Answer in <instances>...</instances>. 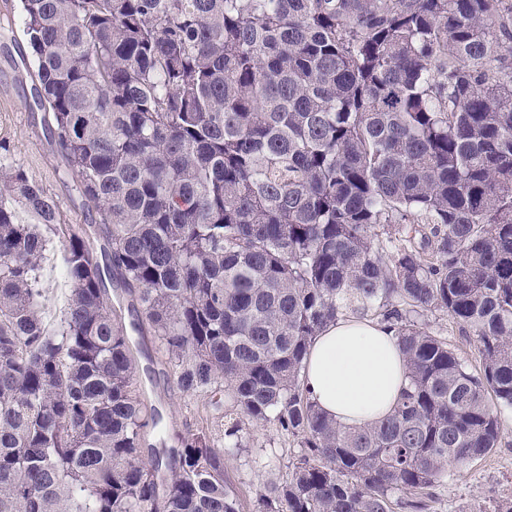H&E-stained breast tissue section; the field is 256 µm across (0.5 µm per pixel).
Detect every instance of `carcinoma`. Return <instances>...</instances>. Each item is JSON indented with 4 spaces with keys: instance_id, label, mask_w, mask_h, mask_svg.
Wrapping results in <instances>:
<instances>
[{
    "instance_id": "obj_1",
    "label": "carcinoma",
    "mask_w": 512,
    "mask_h": 512,
    "mask_svg": "<svg viewBox=\"0 0 512 512\" xmlns=\"http://www.w3.org/2000/svg\"><path fill=\"white\" fill-rule=\"evenodd\" d=\"M37 105L109 227L100 264L0 146V512H238L208 432L136 393L106 278L138 290L185 391L301 448L255 512H429L512 412V0H20ZM64 317L44 324L48 239ZM477 337L473 371L418 318ZM408 384L345 427L304 385L342 317ZM43 233L50 238V242L41 273V284L48 296L47 320L51 327L55 328L63 318L65 293L69 287L63 276V248L60 243L61 239L45 228Z\"/></svg>"
}]
</instances>
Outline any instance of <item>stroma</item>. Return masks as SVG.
Returning a JSON list of instances; mask_svg holds the SVG:
<instances>
[{"label":"stroma","instance_id":"35a3bbf8","mask_svg":"<svg viewBox=\"0 0 512 512\" xmlns=\"http://www.w3.org/2000/svg\"><path fill=\"white\" fill-rule=\"evenodd\" d=\"M19 0H0V142L8 147L11 161L22 165L56 201L63 223L78 224L94 255L108 246L103 225L95 221L96 209L79 192L75 180L65 175L64 162L51 139L44 114L32 99L35 78L29 65L30 52L20 31ZM48 296L47 320L58 326L65 309L68 284L63 276V248L51 236L41 273ZM112 316L127 332L139 370V389L147 407L163 416L162 429L145 428L144 446L158 445L161 433H187L199 429L210 433L215 447L224 451V479L239 512H254L259 495L285 481L289 463L298 454L296 443L274 425H246L239 437L226 430L237 414L223 391H182L166 351L148 325L136 290L120 280L107 285ZM427 332L447 339L467 364H474L476 338L462 331L448 316L425 317ZM512 500V413L502 417L497 448L474 463L455 464L437 490L430 512H491L499 501Z\"/></svg>","mask_w":512,"mask_h":512}]
</instances>
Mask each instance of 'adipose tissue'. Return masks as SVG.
I'll list each match as a JSON object with an SVG mask.
<instances>
[{
  "instance_id": "obj_1",
  "label": "adipose tissue",
  "mask_w": 512,
  "mask_h": 512,
  "mask_svg": "<svg viewBox=\"0 0 512 512\" xmlns=\"http://www.w3.org/2000/svg\"><path fill=\"white\" fill-rule=\"evenodd\" d=\"M406 383L404 358L379 321L338 319L310 346L305 385L319 408L343 426L371 424L392 413Z\"/></svg>"
}]
</instances>
